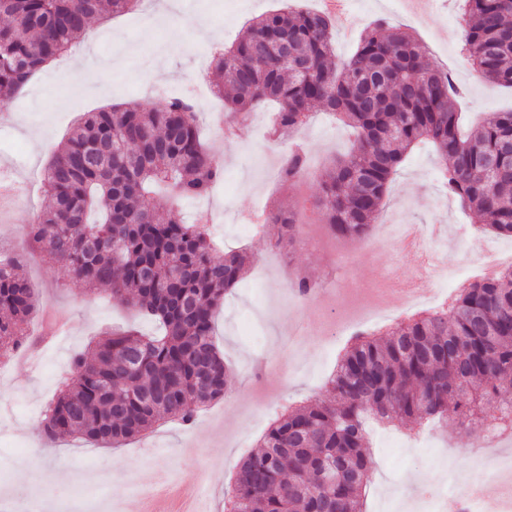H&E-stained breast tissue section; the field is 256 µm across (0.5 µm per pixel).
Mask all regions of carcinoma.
I'll return each instance as SVG.
<instances>
[{
    "mask_svg": "<svg viewBox=\"0 0 512 512\" xmlns=\"http://www.w3.org/2000/svg\"><path fill=\"white\" fill-rule=\"evenodd\" d=\"M140 0H0V103L20 93L51 61ZM464 50L483 79L512 87V0H463ZM331 19L280 10L252 20L214 58L232 93L226 122L269 102L272 133L304 126L319 104L357 132L352 150L321 184L317 203L331 231L367 236L405 156L431 145L449 162L442 185L464 210L512 236V112H493L469 129L458 89L405 32L376 22L354 54L336 61ZM306 171L293 150L281 181ZM224 179L207 151L193 106L174 98L157 110L113 105L88 112L49 160L51 203L28 227L26 244L63 265L72 283L105 290L162 327L158 336L112 331L71 358L69 376L47 405L51 438L104 445L136 438L167 416L189 425L227 392L214 316L236 287L245 252L217 250L211 234L157 211L208 195ZM269 221L293 239L279 211ZM23 255L0 257V357L27 343L38 302L17 270ZM328 396L277 416L259 449L240 464L224 512H363L374 462L369 422H441L484 430L512 408V266L459 289L446 308L420 313L386 332L357 334L326 381Z\"/></svg>",
    "mask_w": 512,
    "mask_h": 512,
    "instance_id": "carcinoma-1",
    "label": "carcinoma"
}]
</instances>
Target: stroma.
Segmentation results:
<instances>
[{
  "label": "stroma",
  "mask_w": 512,
  "mask_h": 512,
  "mask_svg": "<svg viewBox=\"0 0 512 512\" xmlns=\"http://www.w3.org/2000/svg\"><path fill=\"white\" fill-rule=\"evenodd\" d=\"M162 0H141L133 11L104 23L108 41L87 39L78 52L86 69L111 67L112 84L76 86L58 65L44 69L17 99L5 105L0 120V174L22 187L17 201L0 211V241L23 246L28 224L50 202L44 169L53 150L83 113L109 104H135L152 110L170 94L190 91L204 106L199 122L224 180L201 199L179 201V216L193 220L200 206L211 212L224 249L242 247L252 257L245 279L224 298L216 318L215 339L229 367V391L193 424L164 418L145 435L117 448H102L70 438L47 440L40 418L67 376L72 355L111 329L136 326L152 334L154 323L114 303L106 292L72 283L64 267L28 252L20 268L38 299L40 311L27 332L41 355L31 366L23 352L0 360V512H180L201 500L207 512H224V490L240 461L255 451L271 421L284 408L323 396L327 377L351 339L336 332L335 315L323 298L297 300L290 288L299 276L328 285L332 297L349 314L368 305L387 286L392 271L419 270L417 252L383 242L344 240L331 235L315 206L319 183L342 158L353 135L322 111L298 131L294 142L308 154V169L298 181L282 183L278 173L291 143L268 134L270 111L243 115L233 132H224L219 111L223 97L213 96L211 70L202 69L205 43L190 31L157 21ZM316 10L320 0H176L175 13L200 18L232 43L249 19L282 4ZM410 34L427 56L448 70L462 91L466 122L484 114L512 110V88L479 79L461 50L463 24L457 0H435L416 15L401 0H347L344 14L333 17L332 41L337 58H349L359 34L376 20ZM443 159L428 146L410 151L389 185L381 224H411L420 232L435 226L469 223L457 201L438 206ZM290 211L296 220V243L273 249V231L248 235L240 223L255 210ZM512 250V237L489 225L464 241L447 237L449 266L471 272L486 244ZM65 329L49 343L38 340L46 323ZM263 334L255 347L249 330ZM392 437L419 438L433 446L430 454L383 447L378 431L369 434L375 463L367 491L366 512H385L391 495L417 499L418 483L442 486L449 473L468 476L475 469L480 435L456 425L404 422L392 425Z\"/></svg>",
  "instance_id": "obj_1"
}]
</instances>
